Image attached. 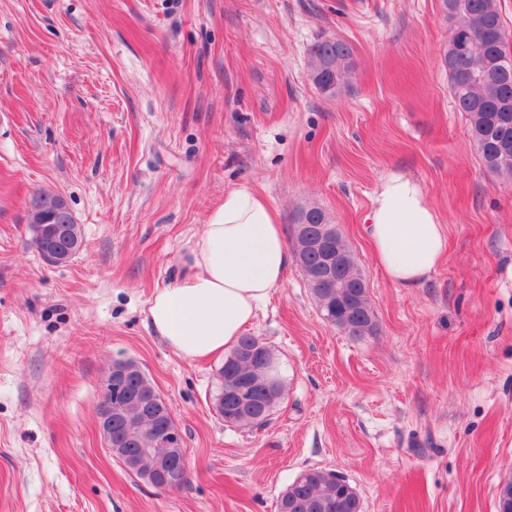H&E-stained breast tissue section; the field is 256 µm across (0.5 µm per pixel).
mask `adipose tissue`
Wrapping results in <instances>:
<instances>
[{"instance_id": "1", "label": "adipose tissue", "mask_w": 512, "mask_h": 512, "mask_svg": "<svg viewBox=\"0 0 512 512\" xmlns=\"http://www.w3.org/2000/svg\"><path fill=\"white\" fill-rule=\"evenodd\" d=\"M366 220L374 259L392 282L411 288L436 270L446 232L420 183L389 176ZM289 262L277 211L248 187L226 191L173 286L153 297L148 318L185 358L224 353L282 286Z\"/></svg>"}]
</instances>
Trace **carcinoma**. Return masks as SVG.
<instances>
[{"label":"carcinoma","instance_id":"obj_1","mask_svg":"<svg viewBox=\"0 0 512 512\" xmlns=\"http://www.w3.org/2000/svg\"><path fill=\"white\" fill-rule=\"evenodd\" d=\"M452 7V27L448 44L468 34L479 19L484 30L479 44L467 55L444 53L448 61V85L457 111L467 121V134L485 170L512 183V68L497 70L493 63L506 51L502 34L506 27L497 0H443ZM351 46L344 40L328 36L310 45L307 51L308 76L325 96L333 98L349 89L354 73ZM51 208L32 211L29 224L32 243L40 254L50 225L46 214ZM296 223L303 226L294 237L295 260L303 272L312 273L321 264L317 253L305 248V241L322 223H330L328 214L317 205L301 209ZM344 264L337 282L328 288H314L312 293L328 323L352 341L376 335L377 321L368 289L361 287L365 278L355 266L347 245H342ZM123 364L136 368L130 379L117 386L103 385L99 410L120 411L133 426L112 423L108 447L123 448L127 454L123 465L147 484L155 478V460L168 454H185L184 447L158 445L161 428L176 431L168 403L133 360ZM219 388L216 408L227 426L260 429L268 424L283 396L278 362L268 346L257 336L240 337L218 372ZM278 512H364L356 489L339 473L311 468L297 476L281 493ZM497 512H512V478L500 486Z\"/></svg>","mask_w":512,"mask_h":512}]
</instances>
